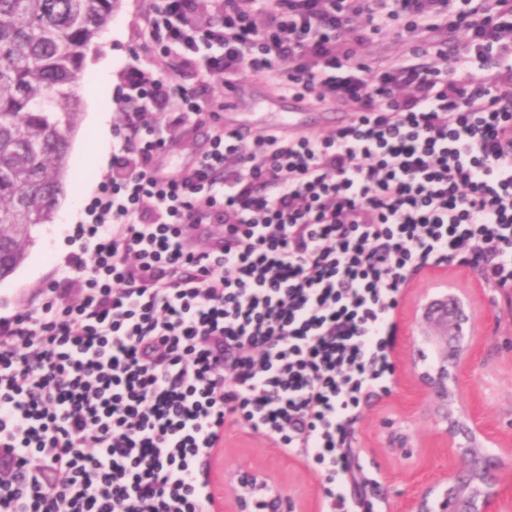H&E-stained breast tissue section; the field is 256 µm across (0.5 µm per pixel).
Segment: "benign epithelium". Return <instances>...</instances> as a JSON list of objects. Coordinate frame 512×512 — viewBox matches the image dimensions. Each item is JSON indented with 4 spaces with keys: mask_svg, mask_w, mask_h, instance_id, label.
Returning <instances> with one entry per match:
<instances>
[{
    "mask_svg": "<svg viewBox=\"0 0 512 512\" xmlns=\"http://www.w3.org/2000/svg\"><path fill=\"white\" fill-rule=\"evenodd\" d=\"M444 295L448 308L443 318L431 315L428 300L415 307L421 340L433 347L435 360L413 362L411 373L433 394L435 423L452 464L437 503H430L428 491L410 502L408 512H512V492L504 488L505 477H512V441L492 436L460 379L473 364L477 311L459 288L450 285Z\"/></svg>",
    "mask_w": 512,
    "mask_h": 512,
    "instance_id": "benign-epithelium-1",
    "label": "benign epithelium"
}]
</instances>
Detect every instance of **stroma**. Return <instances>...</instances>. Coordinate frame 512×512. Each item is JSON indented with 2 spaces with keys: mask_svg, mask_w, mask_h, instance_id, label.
Returning a JSON list of instances; mask_svg holds the SVG:
<instances>
[{
  "mask_svg": "<svg viewBox=\"0 0 512 512\" xmlns=\"http://www.w3.org/2000/svg\"><path fill=\"white\" fill-rule=\"evenodd\" d=\"M154 3L121 0L108 25L111 41H99L93 51L97 57L111 54L109 81H100L91 67L82 70L76 87L80 115L70 157L74 177L68 180L59 201L64 209L71 199H78L77 218L71 224L56 221L34 230L35 244L27 259L13 275L0 281V318L21 312L37 300L52 280L61 277L68 255L79 250L78 229L88 220L85 208L99 184L111 177L112 158L121 152L115 131L123 121L119 107L130 87L132 65L140 64L162 77L171 74L168 59L150 48L144 27V15ZM182 78L191 84L203 83L205 99L229 101L224 123L247 128L254 136L272 130L328 136L335 131L337 121H348L351 116L349 106L332 101L288 115L273 77L243 73L230 84L220 74L200 79L186 72ZM95 107L111 116L108 149L101 156L93 152L91 110ZM327 110L337 114V121L324 118ZM208 136V126H187L171 150L157 155V166L170 174L179 172L205 148ZM450 285L471 292L480 316L481 338L474 363L463 376V386L478 400L480 418L499 437H512V304L484 287L478 272L458 261L427 266L403 291L395 310L397 329L391 350L395 370L388 381L389 390L365 398L351 426L354 464L367 479L363 488L349 492L353 512H405L409 501L448 470V455L434 435L431 399L407 374L404 364L407 359L420 360L431 354L418 336L411 313L414 302ZM259 469L281 481L284 495L304 500L308 512H322L324 477L317 466L283 454L261 435L226 425L224 456L213 463L210 472L217 497L232 495L226 475H245Z\"/></svg>",
  "mask_w": 512,
  "mask_h": 512,
  "instance_id": "1",
  "label": "stroma"
}]
</instances>
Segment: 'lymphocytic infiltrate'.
Returning a JSON list of instances; mask_svg holds the SVG:
<instances>
[{
    "instance_id": "lymphocytic-infiltrate-1",
    "label": "lymphocytic infiltrate",
    "mask_w": 512,
    "mask_h": 512,
    "mask_svg": "<svg viewBox=\"0 0 512 512\" xmlns=\"http://www.w3.org/2000/svg\"><path fill=\"white\" fill-rule=\"evenodd\" d=\"M197 2L145 20L178 66L281 75L353 116L322 138L214 126L171 177L156 152L214 106L137 70L132 161L67 274L0 320V512H214L229 423L322 466L325 512H348L347 431L394 372L402 288L461 253L512 300V0H223L206 22ZM396 22L439 66L357 60ZM201 224L224 227L203 252Z\"/></svg>"
}]
</instances>
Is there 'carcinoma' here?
Here are the masks:
<instances>
[{"instance_id": "1", "label": "carcinoma", "mask_w": 512, "mask_h": 512, "mask_svg": "<svg viewBox=\"0 0 512 512\" xmlns=\"http://www.w3.org/2000/svg\"><path fill=\"white\" fill-rule=\"evenodd\" d=\"M120 0H0V281L50 224L71 173L76 85Z\"/></svg>"}]
</instances>
